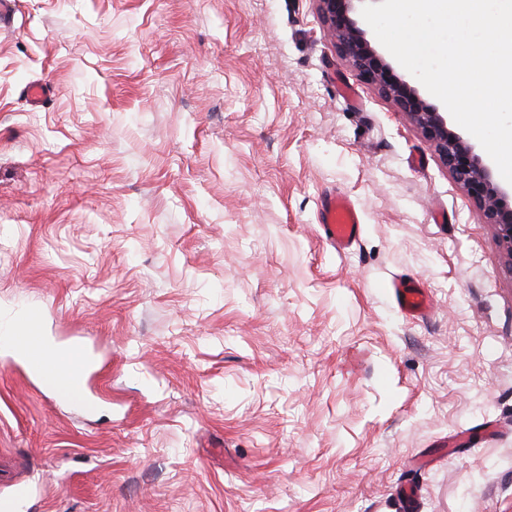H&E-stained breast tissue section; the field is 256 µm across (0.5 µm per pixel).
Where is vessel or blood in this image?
I'll return each mask as SVG.
<instances>
[{"instance_id": "1", "label": "vessel or blood", "mask_w": 512, "mask_h": 512, "mask_svg": "<svg viewBox=\"0 0 512 512\" xmlns=\"http://www.w3.org/2000/svg\"><path fill=\"white\" fill-rule=\"evenodd\" d=\"M319 222L330 243L342 250L350 249L363 232L360 211L342 194L324 196L319 210ZM389 292L402 314L410 317L424 315L428 307L424 289L408 287L395 280L391 282ZM34 322V313H26L23 332L0 336V350L23 351L29 369L38 374L58 397L76 399L86 372L84 362L74 355L63 354L55 364L46 363L37 343Z\"/></svg>"}]
</instances>
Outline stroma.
<instances>
[{"instance_id":"35a3bbf8","label":"stroma","mask_w":512,"mask_h":512,"mask_svg":"<svg viewBox=\"0 0 512 512\" xmlns=\"http://www.w3.org/2000/svg\"><path fill=\"white\" fill-rule=\"evenodd\" d=\"M47 83L41 105L25 90ZM363 232L334 248L325 194ZM314 0H14L0 329L89 353L93 410L0 353L16 512H512V275ZM427 288L425 318L386 290ZM318 218L326 238L334 247L342 250L350 249L363 232L360 211L342 194L324 196Z\"/></svg>"}]
</instances>
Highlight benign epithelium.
I'll list each match as a JSON object with an SVG mask.
<instances>
[{
	"label": "benign epithelium",
	"instance_id": "obj_1",
	"mask_svg": "<svg viewBox=\"0 0 512 512\" xmlns=\"http://www.w3.org/2000/svg\"><path fill=\"white\" fill-rule=\"evenodd\" d=\"M318 11L336 41L339 54L360 77L420 128L434 146L454 180L493 226L499 245L512 268V187L494 177L492 164L474 152L470 143L448 127V121L418 86L401 77L393 65L366 38L352 17L357 0H315Z\"/></svg>",
	"mask_w": 512,
	"mask_h": 512
}]
</instances>
